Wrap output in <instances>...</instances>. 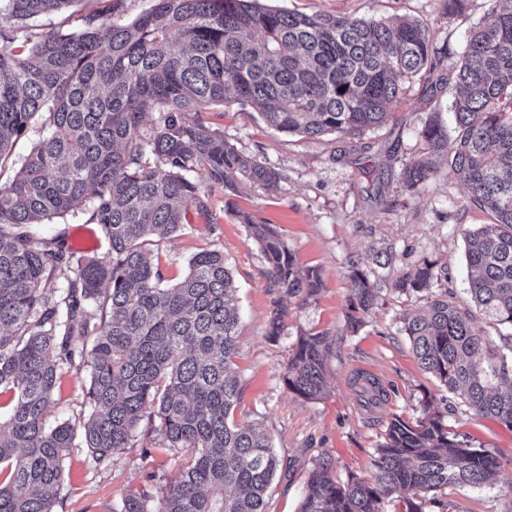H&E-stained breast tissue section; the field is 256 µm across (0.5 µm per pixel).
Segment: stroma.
I'll return each mask as SVG.
<instances>
[{
	"label": "stroma",
	"mask_w": 512,
	"mask_h": 512,
	"mask_svg": "<svg viewBox=\"0 0 512 512\" xmlns=\"http://www.w3.org/2000/svg\"><path fill=\"white\" fill-rule=\"evenodd\" d=\"M264 8L304 14H334L365 19L410 17L429 25L438 45L447 49L438 71L455 67L470 30L484 21L494 0H470L463 15L449 16L446 0H259ZM423 79L405 84L401 102L388 123L360 135L319 138L275 133L249 105L230 103L206 112L205 119L244 154L278 169L277 189L242 182L238 197L227 200L222 188L211 191L210 218L189 214L186 234L153 243L167 276L180 277L188 259L203 249H218L233 271L240 314L237 366L245 380L240 422L266 429L280 459L294 458L293 472L277 473L270 491L269 512H297L308 472L326 456L335 474L346 478L372 474L378 441L396 416L419 417L420 401L431 393L448 402V424L476 445L495 451L501 462L498 481L485 488H448L439 497L448 512H512V426L493 417H476L460 399L441 388L417 362L401 330L400 319L428 304L427 293L400 292L394 281L423 259L448 268L441 289L456 301H470L464 255V230L490 223L488 212L473 206L466 188L440 175L409 191L398 181L406 162L423 150L419 132L432 112L452 126L450 95L428 99ZM242 208L277 227L300 263L319 267L324 286L304 305H290L285 331L278 341L265 335L272 309L265 262L245 225L234 215ZM43 240L106 255L108 241L84 213L34 225ZM358 260L380 288L378 301L357 333L345 329L348 267ZM322 331L333 341L327 389L308 401L290 392L283 379L289 348L303 332ZM370 376L386 396L370 403L353 380ZM87 374L64 372L49 425L79 422L89 412L85 402ZM148 465L142 448L133 445L108 466L97 465L83 448L71 449L66 481L56 512H109L121 491L146 482Z\"/></svg>",
	"instance_id": "obj_1"
}]
</instances>
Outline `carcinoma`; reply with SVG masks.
I'll list each match as a JSON object with an SVG mask.
<instances>
[{
	"instance_id": "obj_1",
	"label": "carcinoma",
	"mask_w": 512,
	"mask_h": 512,
	"mask_svg": "<svg viewBox=\"0 0 512 512\" xmlns=\"http://www.w3.org/2000/svg\"><path fill=\"white\" fill-rule=\"evenodd\" d=\"M70 2L0 0V175L13 172L0 184V390L13 395L0 421V512H55L76 439L106 464L139 433L150 443L144 457L176 452L181 463L172 475L156 465L112 512H268L281 461L269 435L234 418L244 384L224 253H194L173 282L146 245L185 234L192 211L210 215L214 185L235 196L243 179L263 188L282 179L203 113L236 102L279 133L354 135L382 125L403 85L433 74L446 49L416 19L306 15L256 0H153L128 22L127 0H106L66 31L37 23ZM445 87L454 137L428 120L423 152L399 179L414 190L445 166L470 203L491 212L493 223L464 232L468 292L487 318L512 328L511 6L471 30L458 68L430 83L434 94ZM34 124L46 135L18 162L16 142ZM82 208L110 243L103 257L31 231ZM239 216L277 294L266 326L275 341L288 303L315 296L322 271L301 265L272 225ZM446 278L445 266L424 259L393 286L423 292ZM348 279L354 333L377 288L357 260ZM404 328L425 372L474 415L512 426V358L481 368L492 340L468 309L437 295ZM331 352L324 332L297 336L288 390L319 398ZM65 369L87 372L90 413L49 427ZM500 467L489 449L458 439L448 406L426 395L421 417L388 423L371 478L341 481L331 460L313 462L298 512H383L396 492L399 512H446L433 492L490 486Z\"/></svg>"
}]
</instances>
